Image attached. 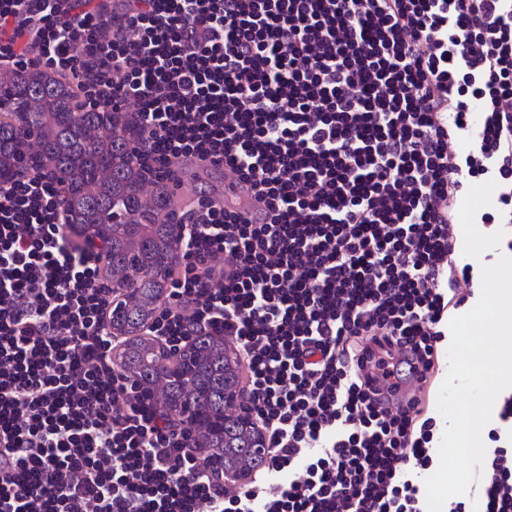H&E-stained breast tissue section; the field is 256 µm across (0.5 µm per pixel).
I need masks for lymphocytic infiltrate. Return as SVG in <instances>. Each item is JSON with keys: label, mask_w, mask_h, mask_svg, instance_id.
Instances as JSON below:
<instances>
[{"label": "lymphocytic infiltrate", "mask_w": 512, "mask_h": 512, "mask_svg": "<svg viewBox=\"0 0 512 512\" xmlns=\"http://www.w3.org/2000/svg\"><path fill=\"white\" fill-rule=\"evenodd\" d=\"M70 80L180 195L142 335L232 340L267 439L228 488L195 428L124 371L108 241L35 166L0 181V512H427L431 383L462 303L459 208L495 180L512 223V0H0V68ZM478 512H512V396ZM220 181H222L224 184V199L226 201H233L234 199H238L242 206H246L247 201L241 195L239 185L227 172H225L224 175L223 172L217 173L211 170L209 174L202 176V178L198 180L189 177V179L185 182L183 189H190V191H199L202 189L207 192H212L214 187Z\"/></svg>", "instance_id": "obj_1"}]
</instances>
